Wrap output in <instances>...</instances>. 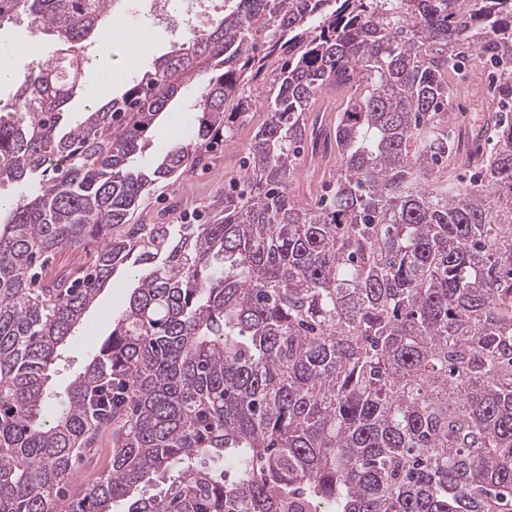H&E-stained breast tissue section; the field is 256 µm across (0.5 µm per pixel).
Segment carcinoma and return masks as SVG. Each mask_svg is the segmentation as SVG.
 <instances>
[{
  "mask_svg": "<svg viewBox=\"0 0 512 512\" xmlns=\"http://www.w3.org/2000/svg\"><path fill=\"white\" fill-rule=\"evenodd\" d=\"M226 2L103 102L71 51L112 0H0V24L56 40L0 109V184L24 188L0 222V512H512V0ZM469 60L496 75V145L465 183L448 111ZM204 72L192 141L130 169ZM248 75L274 96L239 187L204 224L130 223L232 138ZM329 149L304 204L297 160ZM60 249L83 265L32 287ZM121 267L137 286L49 419L58 350ZM108 429L106 467L71 481ZM333 163L330 162L328 165L322 166V171H316V176L312 178L311 172L309 171V165L307 161H301L293 174V188L296 193H299L301 197H305L307 200L314 201L315 196L321 194L322 184L320 180L323 176V181L328 180L329 174L332 173ZM324 168V171H323ZM324 172V174H323ZM312 182L310 183V180ZM309 185L311 186V193H309Z\"/></svg>",
  "mask_w": 512,
  "mask_h": 512,
  "instance_id": "1",
  "label": "carcinoma"
}]
</instances>
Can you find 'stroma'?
Here are the masks:
<instances>
[{
  "label": "stroma",
  "mask_w": 512,
  "mask_h": 512,
  "mask_svg": "<svg viewBox=\"0 0 512 512\" xmlns=\"http://www.w3.org/2000/svg\"><path fill=\"white\" fill-rule=\"evenodd\" d=\"M150 6L151 0H116L112 14V56L108 59L96 57L93 63L94 71L105 68L112 71V83L104 89V96L119 95L126 83L147 69L153 59L178 48L186 41V33L176 22L155 26L142 21V14L149 12ZM142 31L149 34L150 43L146 49L133 50V39ZM26 39L37 42L38 49L22 58L14 52L13 47ZM53 48L49 36L31 26L26 19L0 25V59L7 61L12 70L10 80L0 83V100L9 101L28 72ZM463 86L464 91L457 97L454 111L463 115V128L475 131L482 126L484 116L493 102V86L486 77L478 82L464 81ZM248 87L257 101V108L239 125L235 138L214 147L213 159L207 167L191 169L150 186L132 216L133 223H154L157 215L162 212L174 213L178 218L190 214L195 216L197 222L205 221L204 204L232 187L234 178L240 173L244 151L266 118V99L271 95L270 81H252ZM201 90L202 86L197 81L185 85L181 95L171 102L166 116L149 131L146 147L136 158V165H148L173 146L189 142L196 121V114L191 107ZM134 286L131 277L117 274L110 286L100 294L96 304L89 309L83 326L78 329L72 343L63 349L52 372L48 383L51 397L46 403L47 409H56L87 357L111 330L113 317L124 309Z\"/></svg>",
  "instance_id": "stroma-1"
}]
</instances>
